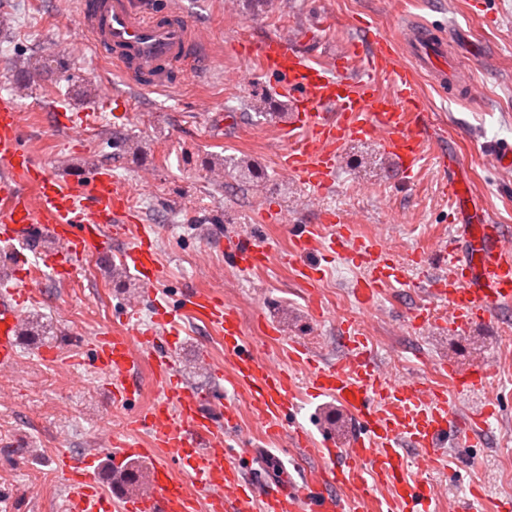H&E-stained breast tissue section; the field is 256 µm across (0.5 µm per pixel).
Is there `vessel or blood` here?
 Wrapping results in <instances>:
<instances>
[{"instance_id": "obj_1", "label": "vessel or blood", "mask_w": 512, "mask_h": 512, "mask_svg": "<svg viewBox=\"0 0 512 512\" xmlns=\"http://www.w3.org/2000/svg\"><path fill=\"white\" fill-rule=\"evenodd\" d=\"M72 26L78 40L95 54L112 58L133 85L149 90L175 89V75L187 74L188 61L199 58L201 42L177 10H152L144 0H80ZM244 57L255 59L262 73L275 77L276 96L295 112L281 136L286 145L282 168L309 189L333 183L343 147L353 140L375 139L412 174L423 157L426 109L419 92L421 78L463 97L473 84L462 63L448 54V38L426 24H406L399 37H367L363 49H350L325 65L293 42L270 36L240 44ZM390 91H382L381 82ZM127 195L110 173L94 169L48 170L26 144L18 106L0 95V239L11 241L39 231L59 242L45 253L44 264L70 277L94 248L134 234L124 260L139 275L143 291L154 295L159 262L149 229L131 224ZM466 253L439 245L437 257L446 276L428 284L429 294L449 307L448 323L456 329L485 321L512 305V250L501 242L497 225L478 216L465 225ZM341 252L366 276L357 288L360 304L369 305L382 289L404 285L403 264L377 239L359 234L342 215L328 211L322 223L300 226L288 251L279 253L258 234L225 240L224 258L249 271L279 256L298 267L308 285L307 300L319 311L316 285L319 266L304 255L323 249ZM27 289L0 291V371L18 359L21 310ZM196 319L224 337V355L235 384L250 392V412L266 437L290 435L300 448L309 436L289 428L296 406L295 382L287 368H271L256 357L243 338L240 315L232 305L206 290H191L159 314L152 325L140 323L135 310L114 313L111 322L89 340L95 367L105 370L114 401L130 406L129 435L111 436L101 447L114 468L134 460L151 463L148 483L137 495L104 491L96 457L60 451L55 463L64 475L65 512H428L436 490L422 473L440 461L439 450L450 429L466 435L465 447L483 428L485 415L455 421L446 393L428 389L412 377L387 376L376 365L369 339L357 321L343 320L340 332L346 354L331 365H319L302 342L289 341V365L309 367L305 382L314 396L336 398L355 417L358 430L343 445L324 438V462L317 476L277 485L255 480L243 458L247 445L238 429V412L222 394L190 388L164 346L179 321ZM148 363L160 395L150 406L132 409L139 399L134 374ZM490 366L458 374L463 389L484 390ZM419 451L413 465L401 455ZM182 479H175L174 471ZM389 497L375 502L376 489Z\"/></svg>"}]
</instances>
